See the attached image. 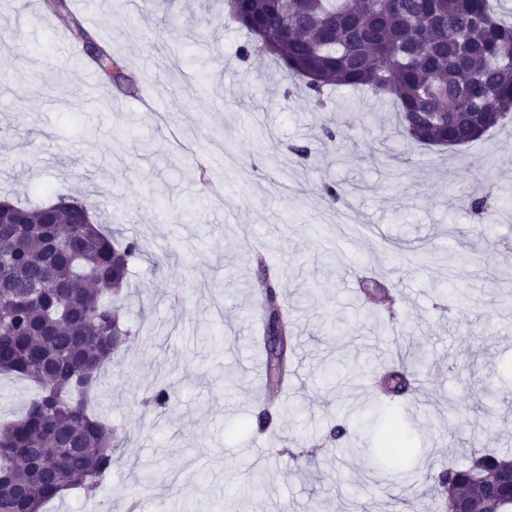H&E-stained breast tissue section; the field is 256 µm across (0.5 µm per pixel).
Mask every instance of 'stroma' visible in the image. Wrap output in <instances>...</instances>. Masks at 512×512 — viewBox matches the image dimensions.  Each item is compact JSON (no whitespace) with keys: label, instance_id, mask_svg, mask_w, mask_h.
Wrapping results in <instances>:
<instances>
[{"label":"stroma","instance_id":"obj_1","mask_svg":"<svg viewBox=\"0 0 512 512\" xmlns=\"http://www.w3.org/2000/svg\"><path fill=\"white\" fill-rule=\"evenodd\" d=\"M71 7L135 90L101 92L43 0H0V198H78L144 253L125 290L132 335L96 397L127 440L96 497L71 490L47 512H440L432 465L512 455V119L454 149L416 146L391 100L333 86L319 109L273 61L240 62L246 35L224 0ZM328 184L338 202L325 200ZM249 237L264 242L289 311L278 390L260 375ZM366 277L390 288L395 319L370 317ZM444 284L454 301L438 294ZM399 351L426 393L392 425L377 380ZM169 382L174 409L145 408ZM35 395L0 375V424ZM339 421L352 424L343 444L327 438ZM386 431L414 451L384 472ZM285 438L323 449L297 462L258 456ZM257 468L265 483L243 494ZM146 471L181 475L176 497L149 488Z\"/></svg>","mask_w":512,"mask_h":512}]
</instances>
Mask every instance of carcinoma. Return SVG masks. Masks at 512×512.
<instances>
[{"mask_svg":"<svg viewBox=\"0 0 512 512\" xmlns=\"http://www.w3.org/2000/svg\"><path fill=\"white\" fill-rule=\"evenodd\" d=\"M47 10L76 43L92 37L69 0H45ZM247 32L240 58L269 57L317 103L331 85L367 89L398 107V122L414 143L439 148L471 143L512 112V24L496 17L489 0H227ZM91 63L118 90L133 85L122 59L99 46ZM0 214V372L28 379L38 394L24 413L0 428V512H43L69 489L96 493L112 471L120 438L92 400L104 366L127 341L120 322L121 290L142 252L94 222L83 201L27 208L9 199ZM267 282L256 289L266 382L287 374L288 343L268 339L282 321L275 277L254 257ZM363 292L386 306L389 289L375 278ZM403 363L381 373L396 407L417 392ZM177 398L156 389L163 411ZM385 458L409 452L392 434L381 437ZM442 512H512V456L481 453L436 476Z\"/></svg>","mask_w":512,"mask_h":512,"instance_id":"1","label":"carcinoma"}]
</instances>
